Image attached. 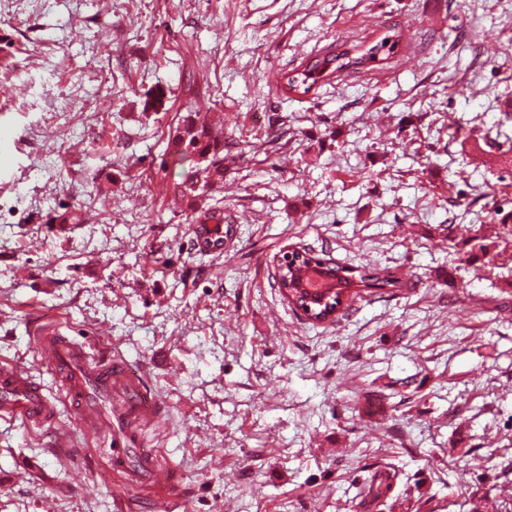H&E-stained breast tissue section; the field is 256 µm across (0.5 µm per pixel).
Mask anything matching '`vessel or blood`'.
Masks as SVG:
<instances>
[{
    "label": "vessel or blood",
    "instance_id": "vessel-or-blood-1",
    "mask_svg": "<svg viewBox=\"0 0 512 512\" xmlns=\"http://www.w3.org/2000/svg\"><path fill=\"white\" fill-rule=\"evenodd\" d=\"M38 347L54 368L59 369L65 395L77 403L85 429L104 436L110 447L113 471L128 468L127 439L137 417H155L147 395L137 385L117 388L123 374L120 364L106 354L94 355L85 345L73 342L57 329L43 330ZM54 406L21 366L0 361V419L28 425L50 422ZM144 480L162 490H173L177 472L161 454L152 451L145 465Z\"/></svg>",
    "mask_w": 512,
    "mask_h": 512
}]
</instances>
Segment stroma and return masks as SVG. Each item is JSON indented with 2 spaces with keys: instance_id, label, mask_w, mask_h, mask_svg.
Segmentation results:
<instances>
[{
  "instance_id": "35a3bbf8",
  "label": "stroma",
  "mask_w": 512,
  "mask_h": 512,
  "mask_svg": "<svg viewBox=\"0 0 512 512\" xmlns=\"http://www.w3.org/2000/svg\"><path fill=\"white\" fill-rule=\"evenodd\" d=\"M390 30L387 64L277 83ZM0 47V359L56 412L0 419V512H512V0H0ZM188 103L224 128L217 252L164 165ZM303 247L399 283L309 321L276 283ZM46 325L160 403L172 497L108 469Z\"/></svg>"
}]
</instances>
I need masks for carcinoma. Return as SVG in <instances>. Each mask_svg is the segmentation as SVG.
<instances>
[{"label":"carcinoma","instance_id":"cac0c4a2","mask_svg":"<svg viewBox=\"0 0 512 512\" xmlns=\"http://www.w3.org/2000/svg\"><path fill=\"white\" fill-rule=\"evenodd\" d=\"M400 46L398 32L386 33L367 50L352 55L358 46L349 45V40L342 39L336 49L304 60L301 65L281 75L279 83L289 93L307 94L335 76L350 71H357L369 66L376 59L386 61L396 54ZM167 166L171 171H180L181 181L176 183L179 196L187 201L193 211L191 223L197 225L224 223V209L211 206L197 210L195 204L199 198L221 187L224 183V131L214 128L198 112L184 115L176 127L170 149L167 152ZM54 224H80L82 216L74 210L64 208L51 216ZM394 285L391 279H372L368 275L359 276V280L342 278L336 281L333 301L340 304L342 295L352 287L384 288ZM390 486V475L374 474L364 484L362 493L366 497L378 499L383 487Z\"/></svg>","mask_w":512,"mask_h":512}]
</instances>
